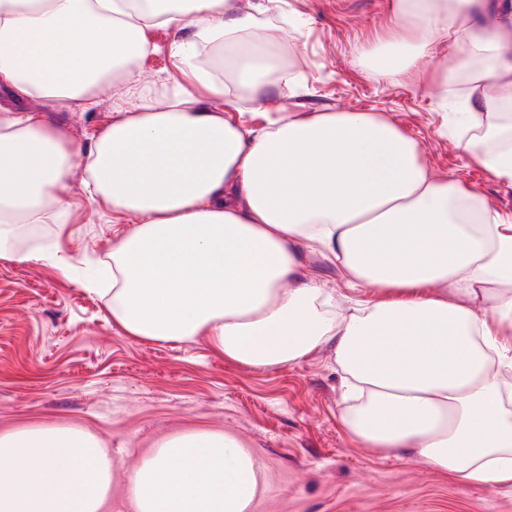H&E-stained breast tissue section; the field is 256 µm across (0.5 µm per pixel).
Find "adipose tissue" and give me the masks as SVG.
Listing matches in <instances>:
<instances>
[{
  "mask_svg": "<svg viewBox=\"0 0 512 512\" xmlns=\"http://www.w3.org/2000/svg\"><path fill=\"white\" fill-rule=\"evenodd\" d=\"M392 26L358 47L391 85L424 73L486 128L459 148L512 183V0H390ZM232 0H0V84L25 99L94 107L124 83L84 152L91 203L141 216L115 228L101 294L137 339L202 338L226 361L270 369L329 349L346 436L421 459L464 486L512 490V219L474 187L432 175L417 142L372 112L288 114L263 129L219 100L262 106L281 59ZM192 27L166 103L130 75L146 28ZM75 149L33 112L0 109V259H43L31 229L69 210ZM378 299L336 307L301 251ZM113 461L71 428L0 436V512H100ZM261 463L233 436L162 441L129 481L137 512H249Z\"/></svg>",
  "mask_w": 512,
  "mask_h": 512,
  "instance_id": "obj_1",
  "label": "adipose tissue"
}]
</instances>
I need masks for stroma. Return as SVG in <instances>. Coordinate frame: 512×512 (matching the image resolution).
Listing matches in <instances>:
<instances>
[{
	"label": "stroma",
	"instance_id": "obj_1",
	"mask_svg": "<svg viewBox=\"0 0 512 512\" xmlns=\"http://www.w3.org/2000/svg\"><path fill=\"white\" fill-rule=\"evenodd\" d=\"M255 22L288 67L261 108L242 100L225 106V120L245 118L262 129L290 112L381 113L417 140L434 176L475 186L487 208L512 216V185L458 148L431 74L422 77L430 85L425 93L408 81L388 85L356 53V45L373 43L391 26L389 0H281L279 10ZM184 36L163 26L146 31L152 51L132 78L156 101L183 81L172 47ZM113 95L104 90L93 110L79 112L18 99L1 86L0 107L45 116L83 150L111 121ZM83 181V167L75 165L67 232L56 235L51 224L37 229L44 238L59 236L63 254L77 262L111 252L113 225L141 221L97 209ZM302 258L337 298L374 297L372 286L351 289L342 268L307 252ZM341 406L329 351L261 370L224 360L202 339L141 341L119 331L103 299L52 266L0 260V434L58 426L95 435L115 462L104 512H134L130 476L160 442L188 430L234 434L260 459L266 491L251 512H512V491L462 486L422 461L357 447L338 424Z\"/></svg>",
	"mask_w": 512,
	"mask_h": 512
}]
</instances>
